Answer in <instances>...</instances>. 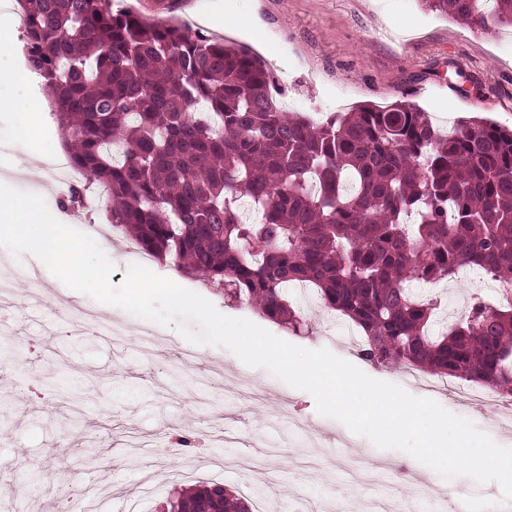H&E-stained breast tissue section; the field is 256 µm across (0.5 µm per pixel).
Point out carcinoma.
I'll list each match as a JSON object with an SVG mask.
<instances>
[{
	"mask_svg": "<svg viewBox=\"0 0 512 512\" xmlns=\"http://www.w3.org/2000/svg\"><path fill=\"white\" fill-rule=\"evenodd\" d=\"M424 0L481 31L512 28V0ZM28 69L66 155L87 175L62 205L107 187L103 219L147 255L228 287L297 328L288 286L364 333L359 355L512 397V304L480 301L440 330L407 287L463 267L512 286V130L470 120L443 135L414 103L362 104L317 122L279 109L247 49L115 0H18ZM262 220L246 224L240 202ZM162 512H251L222 485L174 490Z\"/></svg>",
	"mask_w": 512,
	"mask_h": 512,
	"instance_id": "carcinoma-1",
	"label": "carcinoma"
}]
</instances>
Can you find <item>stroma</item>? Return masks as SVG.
Returning a JSON list of instances; mask_svg holds the SVG:
<instances>
[{
  "label": "stroma",
  "mask_w": 512,
  "mask_h": 512,
  "mask_svg": "<svg viewBox=\"0 0 512 512\" xmlns=\"http://www.w3.org/2000/svg\"><path fill=\"white\" fill-rule=\"evenodd\" d=\"M120 7L154 19H173L202 34L246 47L282 85L278 107L322 121L374 102L388 105L409 97L435 126L454 129L481 116L512 128V31H477L425 8L421 0H118ZM12 34L0 52V101L33 104V111L0 110V164L14 169L7 183L44 197L55 218L95 238L117 269L120 284L134 263L157 275L170 266L141 252L132 240L100 223L96 213L61 207L64 189L43 162L61 146L55 116L39 78L25 81L22 25L16 0L0 5V31ZM35 272L41 286L11 282V329L0 335V512H39L42 502L64 489L81 493L98 478L99 497L112 512L125 505L158 512L177 486L205 482L235 490L250 486L281 512H297L301 500L330 504L336 495L366 512L370 497L336 471V439L407 486L452 487L465 496L497 501L496 483L466 476L441 477L408 454L376 448L338 421L322 417L310 394L267 371L245 366L230 351L196 346L175 331L96 302L67 288L36 257L14 260L0 248V269ZM180 284L208 299L229 317L246 318L295 345L319 349L360 364L368 376L436 400L472 421L498 444L512 447V420L495 409L476 410L456 395L435 390L432 374L377 369L360 363L359 329L337 312L321 309L312 293L292 292L301 311L299 331L279 325L256 309L231 301L201 280ZM440 313H464L472 298L496 305L498 289L487 275L459 277L430 286ZM86 312L112 325L118 337L91 336L80 328L63 334L62 320ZM38 384L46 399L29 393ZM231 431L237 447L217 446ZM189 446L168 444L169 434ZM239 453L251 455L255 471L231 467Z\"/></svg>",
  "instance_id": "stroma-1"
}]
</instances>
